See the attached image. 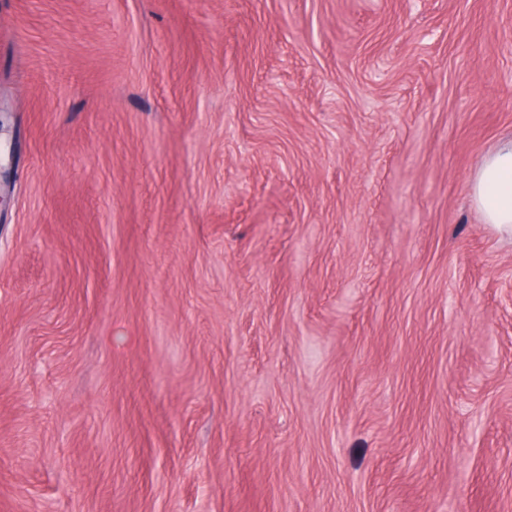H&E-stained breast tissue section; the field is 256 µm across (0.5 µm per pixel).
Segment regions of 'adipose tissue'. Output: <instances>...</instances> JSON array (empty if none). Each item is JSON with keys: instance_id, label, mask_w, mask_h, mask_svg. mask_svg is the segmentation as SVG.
Returning <instances> with one entry per match:
<instances>
[{"instance_id": "1", "label": "adipose tissue", "mask_w": 512, "mask_h": 512, "mask_svg": "<svg viewBox=\"0 0 512 512\" xmlns=\"http://www.w3.org/2000/svg\"><path fill=\"white\" fill-rule=\"evenodd\" d=\"M471 184L472 199L485 222L512 233V140L483 158Z\"/></svg>"}]
</instances>
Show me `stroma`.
I'll list each match as a JSON object with an SVG mask.
<instances>
[{"label":"stroma","instance_id":"35a3bbf8","mask_svg":"<svg viewBox=\"0 0 512 512\" xmlns=\"http://www.w3.org/2000/svg\"><path fill=\"white\" fill-rule=\"evenodd\" d=\"M512 0H0V512H512ZM471 184L472 199L485 222L512 233V140L483 158Z\"/></svg>","mask_w":512,"mask_h":512}]
</instances>
